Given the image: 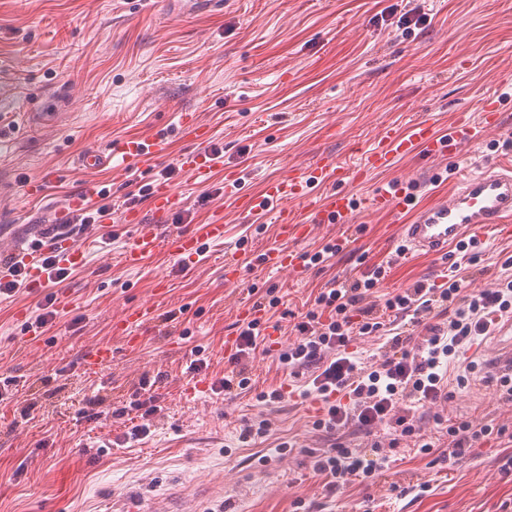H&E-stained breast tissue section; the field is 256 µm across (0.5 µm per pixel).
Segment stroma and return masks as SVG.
Instances as JSON below:
<instances>
[{
  "label": "stroma",
  "mask_w": 512,
  "mask_h": 512,
  "mask_svg": "<svg viewBox=\"0 0 512 512\" xmlns=\"http://www.w3.org/2000/svg\"><path fill=\"white\" fill-rule=\"evenodd\" d=\"M411 9L425 23L400 25ZM488 97L503 106L494 132L455 157L404 158L347 184L358 200L406 177L422 183L424 202L447 192L456 170L512 157V0H216L208 10L184 9L180 0H0V136L10 142L0 155V238L29 247L89 181L112 205L111 222L73 234L84 262L67 280L0 300V378L11 380L0 394V512H503L512 477L500 470L507 450L497 439L453 471L401 439L376 484L355 480L332 495L312 471L314 452L326 445L311 427L319 402L255 398L289 383L274 356L250 360V390L229 399L220 387L224 339L235 335L242 304L270 289L285 308L306 311L333 276L386 260L403 221L358 209L349 223L316 225L287 245L299 254L348 239L331 267L300 277L269 270L255 254L278 243L272 217L239 214L224 192L226 174L237 172L241 189L256 194L326 154L353 163L382 126L431 118L444 129L457 113L478 117ZM186 115L223 149L204 183L180 167L193 148L181 136ZM129 137L164 150L129 162L122 175L108 163L80 166L84 153L109 154ZM168 166L176 169L169 178ZM161 181L180 205L158 220L150 197ZM32 182L43 184L41 196L30 194ZM130 208L164 236L220 215L225 237L208 244L202 261L187 265L162 251L131 269L121 261L134 233L123 220ZM481 241L488 271L468 277L475 290L491 287L512 260V236L487 232ZM228 249L242 262L233 283L221 264ZM449 264L408 251L379 291L438 278ZM64 292L71 302L59 305L53 325L28 335L19 311L35 317L46 294ZM140 304L154 318L134 328L139 341L129 344L114 324ZM95 345L111 346L113 357L92 374L81 354ZM197 348L208 368L194 378L186 364ZM145 378L157 383L159 411L147 438L125 444L110 412ZM199 381L207 391L188 397ZM91 393L95 422L79 414ZM437 414L512 429V402L482 375L419 410L422 435L444 450ZM251 418L267 419L271 431L245 446L238 432ZM286 440L292 452L263 464Z\"/></svg>",
  "instance_id": "1"
}]
</instances>
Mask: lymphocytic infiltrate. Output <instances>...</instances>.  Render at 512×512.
<instances>
[{"mask_svg":"<svg viewBox=\"0 0 512 512\" xmlns=\"http://www.w3.org/2000/svg\"><path fill=\"white\" fill-rule=\"evenodd\" d=\"M478 246L473 239L457 243L459 259L449 265L441 284L424 278L378 295L393 266L407 254L401 244L388 260L356 276L332 278L320 289L294 325L295 342L276 353L280 368L289 376L303 377L299 397L321 404L314 430L368 432L386 425L395 437H416L420 455L435 453L434 444L420 437L414 420L403 414L402 403L425 406L447 400L449 384H468L469 373L477 368L476 361L466 360L468 350L512 320V274L498 276L495 287L482 291L467 288L459 274L464 265L479 269ZM236 327L235 351L229 358L233 368L220 382L228 395L251 386L250 377L238 367L242 359L272 352L259 321H240ZM372 336L385 337V352L378 367L367 368L356 342ZM461 358L465 374L450 375V365ZM447 433L448 451L442 459L451 468L468 459L484 437L512 443V433L505 428L467 419L450 423ZM392 463L380 444L365 450L338 441L315 457L312 469L334 493L355 479L376 480Z\"/></svg>","mask_w":512,"mask_h":512,"instance_id":"obj_1","label":"lymphocytic infiltrate"}]
</instances>
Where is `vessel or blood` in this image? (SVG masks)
I'll return each mask as SVG.
<instances>
[{"label": "vessel or blood", "instance_id": "1", "mask_svg": "<svg viewBox=\"0 0 512 512\" xmlns=\"http://www.w3.org/2000/svg\"><path fill=\"white\" fill-rule=\"evenodd\" d=\"M500 109L496 99H485L480 120L458 116L449 124L447 132H439L435 121L424 119L414 122L406 131L394 127L380 129L373 145L365 150L362 160L354 166L344 167L335 157L322 156L302 171L269 182L262 194L236 192V207L240 212L258 216L272 211L280 240L308 238L317 224L345 223L356 204L349 192L332 190L325 197H317V187L325 186L334 178L362 182L370 172L391 168L396 159L422 155L428 158L449 156L460 148L483 138L495 130L500 122ZM157 144L129 138L116 145L115 151L133 159L156 153ZM181 165L199 181H207L214 167L211 155L197 151L184 154ZM406 180H399L389 188L373 191L364 204L375 212L393 213L405 209ZM156 214L164 215L176 209L178 197L169 186L157 184L151 196ZM135 233L131 244L123 253L128 267L134 268L160 246L167 248L180 260L196 262L204 241L220 242L224 239L223 219L203 225L201 232L185 233L160 239L154 227L142 223L138 211L124 215ZM512 227V160L498 159L486 164L480 173L462 172L448 195L416 208L409 221L401 224V237L412 250L441 255L450 244L479 233L486 226ZM260 261L272 270L299 269L301 261L292 251L272 248L263 252ZM153 316L151 307L136 306L126 310L116 325L123 337H130L133 327L148 323Z\"/></svg>", "mask_w": 512, "mask_h": 512}]
</instances>
